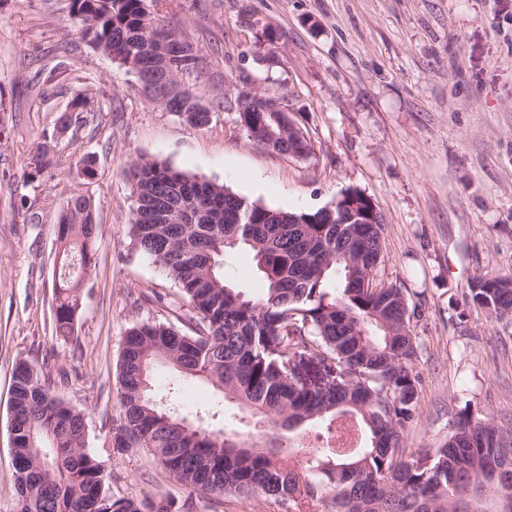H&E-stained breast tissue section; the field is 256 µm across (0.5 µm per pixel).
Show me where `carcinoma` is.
<instances>
[{"label": "carcinoma", "mask_w": 512, "mask_h": 512, "mask_svg": "<svg viewBox=\"0 0 512 512\" xmlns=\"http://www.w3.org/2000/svg\"><path fill=\"white\" fill-rule=\"evenodd\" d=\"M144 0H70L80 37L107 56L128 57L141 31ZM77 94L56 119L91 111ZM243 129L260 123L282 154L311 144L293 138L277 112H239ZM132 248L176 284L191 330L168 320H133L124 335L117 378L121 424L101 449H88L85 415L51 391V377L27 360L12 375L10 435L16 512H177L168 499L142 501L112 492L102 454L145 448L169 477L204 495L249 496L294 510L326 499L336 512H512V442L491 419L463 418L439 448L403 453V430L417 414L420 377L413 319L404 291L373 284L384 224L373 201L349 189L331 208L284 211L202 182L196 223L170 224L153 195L181 192L198 179L154 159L129 169ZM60 270L53 281L57 335H74L80 283L95 265L98 225L90 198L73 195L56 228ZM247 254L265 284L258 297L224 272L228 252ZM468 303L512 319V275H477ZM322 369L299 371L304 359ZM167 364L210 384L220 402L186 411L172 395L157 398L151 372ZM259 428H228L224 404ZM354 420V448H320L306 464L292 449L310 435L329 437L339 419Z\"/></svg>", "instance_id": "carcinoma-1"}]
</instances>
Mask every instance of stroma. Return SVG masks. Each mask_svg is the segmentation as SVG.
<instances>
[{"label": "stroma", "mask_w": 512, "mask_h": 512, "mask_svg": "<svg viewBox=\"0 0 512 512\" xmlns=\"http://www.w3.org/2000/svg\"><path fill=\"white\" fill-rule=\"evenodd\" d=\"M159 19L196 48L183 74L212 112L189 126L148 100L136 77L77 32L69 0H0V512H12V372L47 364L54 395L81 410L90 448L120 424L116 362L132 318L175 320L177 289L130 247V163L145 156L262 205L308 212L356 188L385 223L378 284L400 286L414 322L422 383L404 430L413 453L445 444L462 415L512 438V323L468 306L478 274H512V0H156ZM278 34L263 61L243 14ZM52 77L43 101L34 75ZM256 89L302 114L308 157L267 150L225 99ZM85 125L45 140L80 92ZM49 143L54 166L31 173ZM96 158L87 178L79 159ZM93 200L97 264L80 291L71 339L53 324L56 226L72 195ZM161 293L164 304L144 303ZM158 395L186 407L213 388L158 365ZM112 490L170 498L190 512H288L245 496L200 497L142 448L104 459Z\"/></svg>", "instance_id": "obj_1"}]
</instances>
